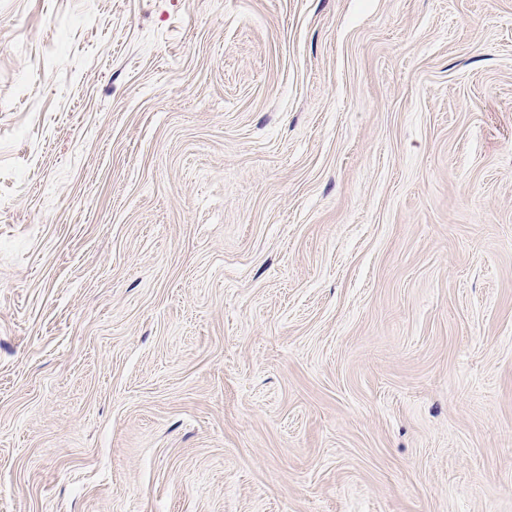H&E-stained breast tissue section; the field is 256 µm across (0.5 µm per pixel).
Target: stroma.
<instances>
[{
	"label": "stroma",
	"mask_w": 512,
	"mask_h": 512,
	"mask_svg": "<svg viewBox=\"0 0 512 512\" xmlns=\"http://www.w3.org/2000/svg\"><path fill=\"white\" fill-rule=\"evenodd\" d=\"M0 512H512V0H0Z\"/></svg>",
	"instance_id": "stroma-1"
}]
</instances>
